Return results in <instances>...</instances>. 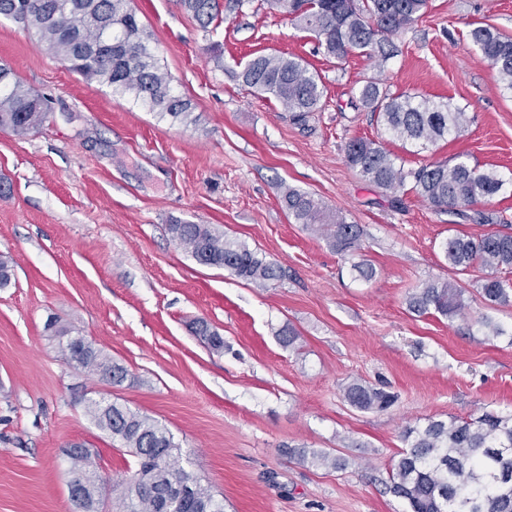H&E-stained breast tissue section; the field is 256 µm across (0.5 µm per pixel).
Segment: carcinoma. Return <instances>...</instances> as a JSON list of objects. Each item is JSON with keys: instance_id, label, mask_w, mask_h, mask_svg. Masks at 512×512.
I'll list each match as a JSON object with an SVG mask.
<instances>
[{"instance_id": "carcinoma-1", "label": "carcinoma", "mask_w": 512, "mask_h": 512, "mask_svg": "<svg viewBox=\"0 0 512 512\" xmlns=\"http://www.w3.org/2000/svg\"><path fill=\"white\" fill-rule=\"evenodd\" d=\"M201 28L219 26L223 8L239 9L244 0L225 6L220 0H181ZM269 8L287 14L319 39L324 54L340 61L353 53L385 62L398 53L394 37L410 28L427 0H266ZM35 30L47 49L69 69L88 80L105 84L115 95L128 97L172 121H191L190 99L174 92L171 80L158 64L150 37L140 24L134 0H0V17ZM112 49H100L104 34ZM475 46L496 69L500 86L512 92V38L491 26L470 32ZM242 83L275 98L298 122L318 111L323 88L292 55H260L238 74ZM41 96L17 80L0 82V129L24 135L41 124ZM361 106L371 112L387 134L422 149L464 130L470 118L447 102L429 104L411 95H394L376 79L359 88ZM346 159L366 181L386 191L405 186L437 211L460 214V208L503 190L504 181L493 170L479 171L460 159L405 168L385 146L358 138L346 146ZM288 214L324 237L339 253L361 250L363 228L330 212L314 196L290 188L284 194ZM172 239L196 262L224 268L259 288L282 277V267L230 238L209 224L174 221L167 227ZM448 268L464 272L478 265L487 271L480 284L490 306L512 303V234L490 232L477 237L452 235L441 243ZM408 309L417 314L435 312L452 321L464 315L463 290L440 278L426 282L407 297ZM50 335L65 339L71 358L84 336L49 320ZM197 336L213 351L224 349V337L203 320L193 322ZM78 367L100 378L112 377L121 385L127 369L89 343L78 353ZM345 400L359 410L385 411L396 401L393 393L360 380L344 389ZM86 411L99 428L119 438L135 458L137 469L128 482L113 491L123 512H224L221 504L197 477L175 460L178 444L156 419L103 399L85 401ZM404 449L389 474L387 490L404 500L410 512H512V414L485 413L470 421L433 420L423 428L403 432ZM70 457V470L81 475L84 512L101 508L102 476L91 453ZM289 457L314 467L341 468L345 462L323 451L287 448ZM162 459L165 468L156 460Z\"/></svg>"}]
</instances>
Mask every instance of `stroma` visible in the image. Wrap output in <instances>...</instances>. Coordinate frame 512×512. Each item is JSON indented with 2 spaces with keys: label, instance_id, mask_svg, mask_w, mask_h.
Wrapping results in <instances>:
<instances>
[{
  "label": "stroma",
  "instance_id": "stroma-1",
  "mask_svg": "<svg viewBox=\"0 0 512 512\" xmlns=\"http://www.w3.org/2000/svg\"><path fill=\"white\" fill-rule=\"evenodd\" d=\"M134 6L163 72L192 102V123L113 95L34 31L0 19V65L48 104L27 134L0 129V181L12 187L0 197V255L14 273L0 288V512H77L75 444L106 480L134 474V457L86 414L87 396L164 425L180 466L224 512H407L385 488L405 427L512 412V305L486 306L484 271L454 274L440 249L449 234L489 232L479 211L504 216L512 233V94L469 36L482 23L512 36V0H428L381 67L326 56L265 0L225 11L209 32L180 0ZM281 53L302 59L324 89L306 123L235 77L254 57ZM372 78L394 94L450 102L471 122L421 150L390 139L357 99ZM361 137L407 168L463 156L505 186L465 216L436 212L414 192L362 180L345 159ZM286 185L361 225L359 256L295 223L281 201ZM176 219L245 242L277 261L282 279L259 288L198 264L167 231ZM359 257L375 267L371 280L352 271ZM437 277L463 288L467 320L408 310V295ZM484 315L504 336L486 338ZM51 316L123 364L128 381L108 386L69 366L45 330ZM198 318L223 336L222 352L193 335ZM286 326L295 345L278 339ZM354 380L385 387L396 403L350 406L343 389ZM289 447L347 465L312 467Z\"/></svg>",
  "mask_w": 512,
  "mask_h": 512
}]
</instances>
